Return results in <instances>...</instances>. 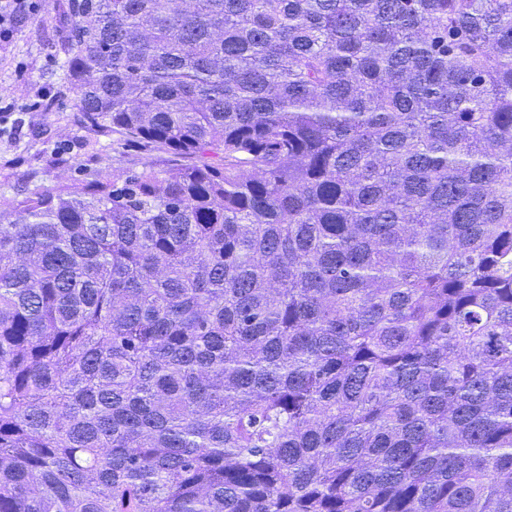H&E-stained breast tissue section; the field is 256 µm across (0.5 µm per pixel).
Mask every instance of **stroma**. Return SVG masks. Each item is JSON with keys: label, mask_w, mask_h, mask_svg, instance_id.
Returning <instances> with one entry per match:
<instances>
[{"label": "stroma", "mask_w": 512, "mask_h": 512, "mask_svg": "<svg viewBox=\"0 0 512 512\" xmlns=\"http://www.w3.org/2000/svg\"><path fill=\"white\" fill-rule=\"evenodd\" d=\"M66 0H37L0 37V220L24 193L174 158L86 124L63 66Z\"/></svg>", "instance_id": "1"}]
</instances>
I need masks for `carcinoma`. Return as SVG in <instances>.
<instances>
[{
    "mask_svg": "<svg viewBox=\"0 0 512 512\" xmlns=\"http://www.w3.org/2000/svg\"><path fill=\"white\" fill-rule=\"evenodd\" d=\"M176 156L0 224V512H512V0H67Z\"/></svg>",
    "mask_w": 512,
    "mask_h": 512,
    "instance_id": "1",
    "label": "carcinoma"
}]
</instances>
